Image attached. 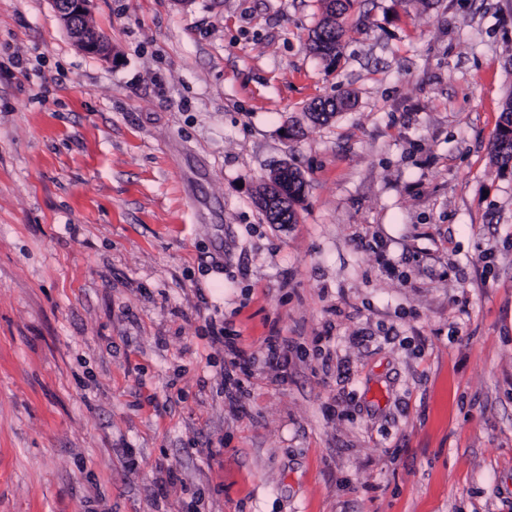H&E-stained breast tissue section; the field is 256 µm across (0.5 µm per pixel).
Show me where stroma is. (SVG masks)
Masks as SVG:
<instances>
[{
	"mask_svg": "<svg viewBox=\"0 0 512 512\" xmlns=\"http://www.w3.org/2000/svg\"><path fill=\"white\" fill-rule=\"evenodd\" d=\"M323 13L0 0V512H512V0ZM78 49L106 62H114L112 48L105 35L89 22L92 0H49ZM352 0H332L324 11L322 23L313 31V35L319 40L320 45L326 52L327 59H335L339 53L342 37L345 34L340 19L345 14ZM311 37V50H318L320 47ZM503 124H512V95L504 102L498 133L492 144V152L496 161L503 166H508L512 163V135L507 136L503 133ZM351 106V98L345 97H327L314 100L308 107V114L312 122L321 124L327 122L338 112ZM284 166L277 169L275 180L280 182L284 190L285 199L280 200L277 205V212L274 220L278 224H292L296 221L295 205L298 204L303 197L305 182L296 169Z\"/></svg>",
	"mask_w": 512,
	"mask_h": 512,
	"instance_id": "35a3bbf8",
	"label": "stroma"
}]
</instances>
